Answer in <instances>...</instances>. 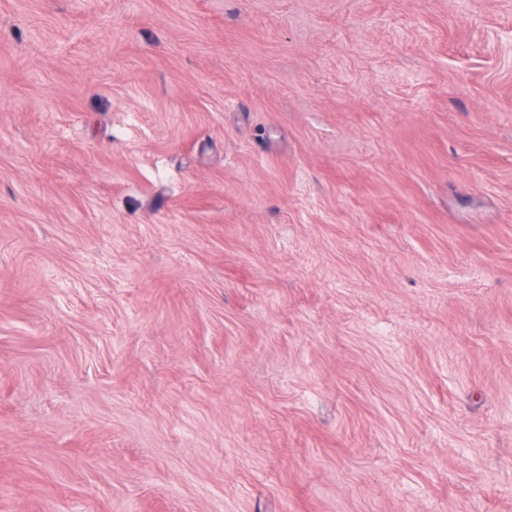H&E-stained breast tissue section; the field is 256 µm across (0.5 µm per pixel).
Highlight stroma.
<instances>
[{
	"label": "stroma",
	"instance_id": "1",
	"mask_svg": "<svg viewBox=\"0 0 512 512\" xmlns=\"http://www.w3.org/2000/svg\"><path fill=\"white\" fill-rule=\"evenodd\" d=\"M0 512H512V0H0Z\"/></svg>",
	"mask_w": 512,
	"mask_h": 512
}]
</instances>
